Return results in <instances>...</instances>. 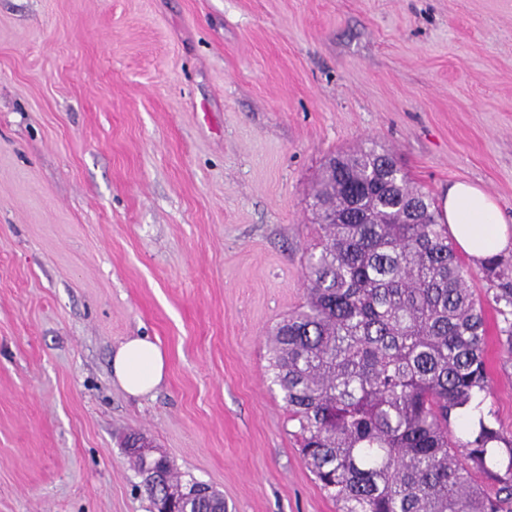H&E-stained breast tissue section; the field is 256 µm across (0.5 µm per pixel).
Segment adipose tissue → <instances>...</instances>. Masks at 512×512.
I'll return each mask as SVG.
<instances>
[{"instance_id": "1", "label": "adipose tissue", "mask_w": 512, "mask_h": 512, "mask_svg": "<svg viewBox=\"0 0 512 512\" xmlns=\"http://www.w3.org/2000/svg\"><path fill=\"white\" fill-rule=\"evenodd\" d=\"M441 220L460 249L474 262L512 250V227L506 224L493 196L478 186L457 182L440 199ZM112 374L133 396L151 394L166 376L160 346L142 336L127 338L112 356Z\"/></svg>"}]
</instances>
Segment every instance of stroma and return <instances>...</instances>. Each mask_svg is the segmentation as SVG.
I'll list each match as a JSON object with an SVG mask.
<instances>
[{"mask_svg": "<svg viewBox=\"0 0 512 512\" xmlns=\"http://www.w3.org/2000/svg\"><path fill=\"white\" fill-rule=\"evenodd\" d=\"M373 142L512 225V0H0V512H149L133 432L226 512H336L265 339L324 161ZM131 336L167 357L148 397L112 380Z\"/></svg>", "mask_w": 512, "mask_h": 512, "instance_id": "stroma-1", "label": "stroma"}]
</instances>
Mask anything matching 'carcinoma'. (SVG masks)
I'll return each mask as SVG.
<instances>
[{
    "label": "carcinoma",
    "instance_id": "obj_1",
    "mask_svg": "<svg viewBox=\"0 0 512 512\" xmlns=\"http://www.w3.org/2000/svg\"><path fill=\"white\" fill-rule=\"evenodd\" d=\"M310 207L322 234L305 300L268 349L321 490L338 512H512V436L483 409V302L512 357V262L481 263L490 288L475 298L435 201L374 146L331 155ZM123 448L152 508L225 512L221 494L182 483L147 437Z\"/></svg>",
    "mask_w": 512,
    "mask_h": 512
}]
</instances>
